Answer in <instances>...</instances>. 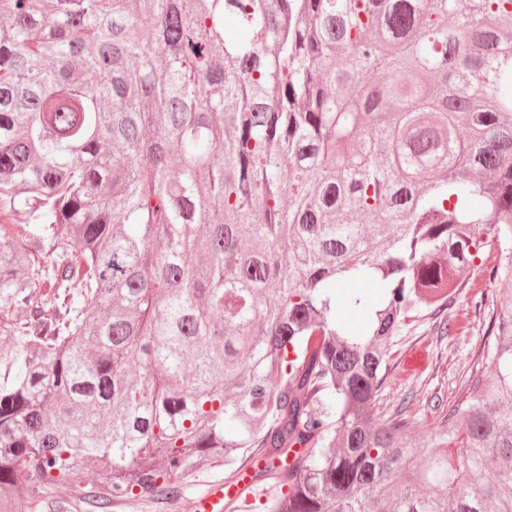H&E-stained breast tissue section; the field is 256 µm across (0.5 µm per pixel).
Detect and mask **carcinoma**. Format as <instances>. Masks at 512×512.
<instances>
[{"label": "carcinoma", "instance_id": "carcinoma-1", "mask_svg": "<svg viewBox=\"0 0 512 512\" xmlns=\"http://www.w3.org/2000/svg\"><path fill=\"white\" fill-rule=\"evenodd\" d=\"M10 213L0 512L260 457L263 512H512V291L448 438L375 409L464 270L512 283V0H0Z\"/></svg>", "mask_w": 512, "mask_h": 512}]
</instances>
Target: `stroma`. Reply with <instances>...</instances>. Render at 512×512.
<instances>
[{
  "label": "stroma",
  "mask_w": 512,
  "mask_h": 512,
  "mask_svg": "<svg viewBox=\"0 0 512 512\" xmlns=\"http://www.w3.org/2000/svg\"><path fill=\"white\" fill-rule=\"evenodd\" d=\"M472 299V293H462L446 311L468 318V328L458 335L437 334L422 322L398 336L378 410L405 407L421 435L435 432L442 408L453 400L468 362L483 347L487 314L475 312Z\"/></svg>",
  "instance_id": "35a3bbf8"
}]
</instances>
